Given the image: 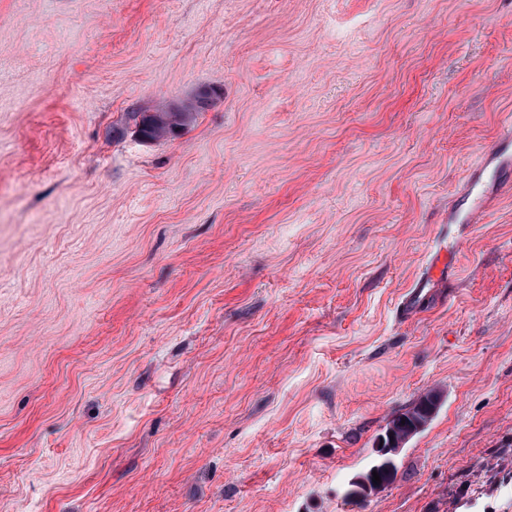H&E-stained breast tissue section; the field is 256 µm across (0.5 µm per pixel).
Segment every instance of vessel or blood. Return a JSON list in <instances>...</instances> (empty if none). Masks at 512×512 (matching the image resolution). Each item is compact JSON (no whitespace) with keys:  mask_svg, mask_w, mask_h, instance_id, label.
Wrapping results in <instances>:
<instances>
[{"mask_svg":"<svg viewBox=\"0 0 512 512\" xmlns=\"http://www.w3.org/2000/svg\"><path fill=\"white\" fill-rule=\"evenodd\" d=\"M512 165V130L504 131L491 151L482 153L470 171L466 186L448 208V221L452 224H473L483 215L490 203L487 185L490 175Z\"/></svg>","mask_w":512,"mask_h":512,"instance_id":"1","label":"vessel or blood"}]
</instances>
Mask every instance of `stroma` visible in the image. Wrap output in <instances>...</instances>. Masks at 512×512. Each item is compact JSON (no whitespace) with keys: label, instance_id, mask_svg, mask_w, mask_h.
<instances>
[{"label":"stroma","instance_id":"obj_1","mask_svg":"<svg viewBox=\"0 0 512 512\" xmlns=\"http://www.w3.org/2000/svg\"><path fill=\"white\" fill-rule=\"evenodd\" d=\"M510 123L512 0H0V512H512ZM155 110V112H129V120L133 121L136 130L152 140L162 137H176L192 122L194 112H198L194 103L181 106L176 112ZM512 164V130L500 136L491 151L482 153L476 166L467 176L465 189L457 196L456 203L448 207V221L452 224H476L490 203L487 185L490 175ZM440 406V393L438 391H429L419 396L409 408L393 416L389 421L384 434L379 437V440L383 438L385 442H387V434L388 432H392L397 438H399V440L393 442V446H395V448L377 447V449H382L380 452L382 455H377L375 463L366 472L357 475L349 482V489L346 493L347 498L360 500L367 497L361 495L357 491V486L361 478H368L372 481L373 471H376L381 479V483L376 484L378 486V491L387 488L391 483H393L398 472V466L396 463L397 455H393L397 454L400 448H403L410 438L421 432L422 429L417 430L418 423L423 422L426 425L428 422L430 423L432 421L434 418L433 415L436 414ZM431 412H433L432 416L428 417ZM402 420H405V424H402ZM408 436L410 437L407 439L406 443L405 440H401V438H406ZM386 452H390L393 455ZM372 483L374 484L373 481Z\"/></svg>","mask_w":512,"mask_h":512}]
</instances>
